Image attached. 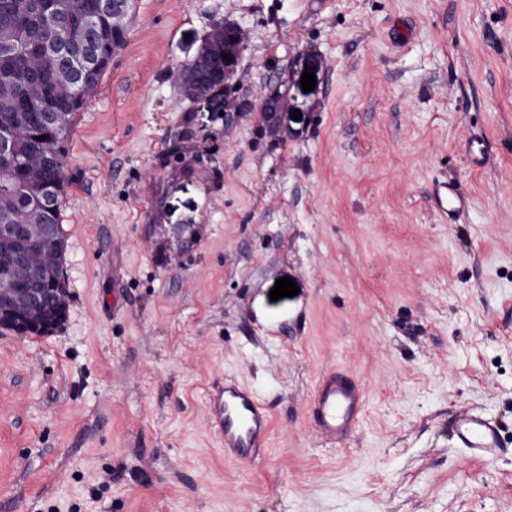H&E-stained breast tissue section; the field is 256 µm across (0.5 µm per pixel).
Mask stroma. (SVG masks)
Instances as JSON below:
<instances>
[{"label":"stroma","instance_id":"1","mask_svg":"<svg viewBox=\"0 0 512 512\" xmlns=\"http://www.w3.org/2000/svg\"><path fill=\"white\" fill-rule=\"evenodd\" d=\"M127 18L64 144L68 319L0 332V512H512V0H131ZM224 20L248 39L236 95L279 96L275 125L225 122L223 95L188 101L169 75ZM444 180L461 217L433 207ZM283 277L299 294L270 301ZM332 370L365 391L339 447L311 405ZM224 379L270 408L259 463L208 424ZM468 410L508 454L468 459Z\"/></svg>","mask_w":512,"mask_h":512}]
</instances>
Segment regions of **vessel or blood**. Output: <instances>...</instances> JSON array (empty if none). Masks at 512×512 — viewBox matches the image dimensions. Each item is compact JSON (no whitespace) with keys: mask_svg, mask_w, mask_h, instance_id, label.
<instances>
[{"mask_svg":"<svg viewBox=\"0 0 512 512\" xmlns=\"http://www.w3.org/2000/svg\"><path fill=\"white\" fill-rule=\"evenodd\" d=\"M433 195L441 212L458 215L467 207V200L455 183H436ZM363 399L362 386L352 378L337 373L326 375L313 400L320 437L342 439L358 419ZM209 409L226 457L249 463L264 458L272 417L268 406L254 392L236 382H224L211 390ZM452 436L473 460L494 461L505 452L500 424L477 411L457 416Z\"/></svg>","mask_w":512,"mask_h":512,"instance_id":"b4317fda","label":"vessel or blood"}]
</instances>
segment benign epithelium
<instances>
[{"label":"benign epithelium","mask_w":512,"mask_h":512,"mask_svg":"<svg viewBox=\"0 0 512 512\" xmlns=\"http://www.w3.org/2000/svg\"><path fill=\"white\" fill-rule=\"evenodd\" d=\"M51 2V24L70 19L68 0ZM126 15L127 0H96L98 22L111 26L113 33L123 34ZM246 49L247 38L240 27L233 24L214 26L196 55L182 63L174 74L183 96L195 101L220 90L224 92L227 110L256 112L263 122H270L276 98L240 103L232 96ZM226 54L229 55L227 59L224 58ZM24 198L37 213L54 210L56 181L51 177H33L24 188ZM1 240L12 247L14 267L20 270V275L10 279L11 287H0V329L21 339L30 335H53L67 320L69 288L65 280L57 279L45 267L32 261V245L48 243L55 250L62 248L55 225L40 224L33 228L21 219L6 216L0 221Z\"/></svg>","instance_id":"1"}]
</instances>
